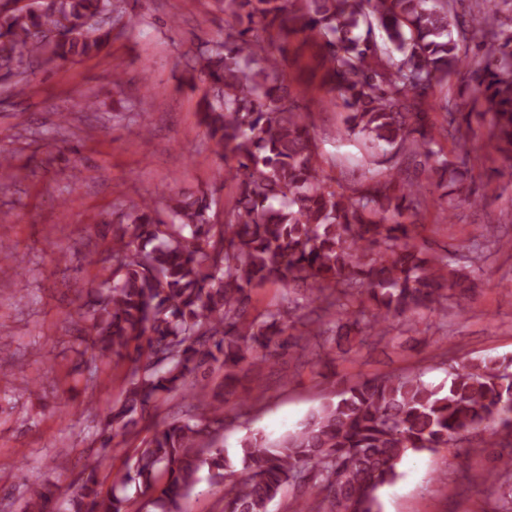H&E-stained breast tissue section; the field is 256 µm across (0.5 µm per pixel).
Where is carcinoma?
<instances>
[{
	"label": "carcinoma",
	"mask_w": 512,
	"mask_h": 512,
	"mask_svg": "<svg viewBox=\"0 0 512 512\" xmlns=\"http://www.w3.org/2000/svg\"><path fill=\"white\" fill-rule=\"evenodd\" d=\"M224 36L189 50L190 86H205L201 121L215 153L232 165L224 223L211 222L213 194L149 198L112 219L98 284L79 315L92 357L128 361L122 398L108 407L100 449L77 488L63 496L48 479L30 483L22 512H129L130 487L143 512H183L207 469L224 485V512H268L287 487L297 512H381L378 492L412 454L479 438L497 449L481 475L512 473V362L448 365V385L409 373L364 377L310 412L301 427L271 440L239 441L240 469L208 448L224 428V380L288 349L295 321L307 335L342 340L388 335L394 320L422 310L460 309L476 288L456 254L427 253L417 218L430 205L452 217L451 191L468 181L466 106L491 115L488 146L512 155V0H219ZM108 13L135 29L143 15L121 0H0V77L13 94L30 86L35 62L98 55L112 42ZM314 43L322 87L347 109L346 129L364 139L359 180L343 184L322 167L310 120L291 90L280 54ZM468 58V100L440 95ZM444 114L436 124L432 113ZM451 138L453 162L433 149ZM443 190L438 199L431 189ZM283 286L281 305L251 317L250 291ZM333 315L295 316L300 307ZM181 415L156 426L125 469L101 475L112 432H129L169 397Z\"/></svg>",
	"instance_id": "carcinoma-1"
}]
</instances>
